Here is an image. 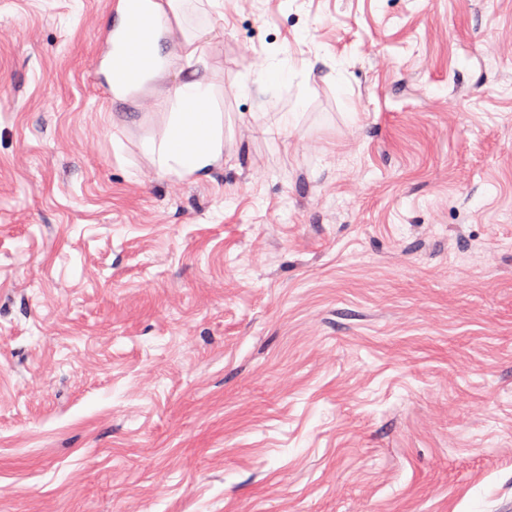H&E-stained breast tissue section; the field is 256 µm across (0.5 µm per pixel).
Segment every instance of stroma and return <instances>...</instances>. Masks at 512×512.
<instances>
[{"mask_svg": "<svg viewBox=\"0 0 512 512\" xmlns=\"http://www.w3.org/2000/svg\"><path fill=\"white\" fill-rule=\"evenodd\" d=\"M118 7L0 0V512H512V0H189L197 180ZM120 2V20L112 33V51L105 61L106 74L112 80V94L123 101L138 96H158L170 112H166L162 137L158 142L152 140L144 144V153L164 174L194 179L209 177L224 162L223 113L218 112L214 87L205 77L183 76L185 66L196 56L197 61H202L203 48L196 44L201 36L185 34L180 10L183 1L141 0L149 20L143 43L153 65L137 85H128L125 81L136 83L147 65L141 49L144 19L137 10L127 13V0ZM126 24V46L121 52ZM163 41L174 44V49L164 53ZM111 54H118L114 66L125 81L114 68L110 70Z\"/></svg>", "mask_w": 512, "mask_h": 512, "instance_id": "stroma-1", "label": "stroma"}]
</instances>
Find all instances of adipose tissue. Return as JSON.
Segmentation results:
<instances>
[{"label":"adipose tissue","instance_id":"adipose-tissue-1","mask_svg":"<svg viewBox=\"0 0 512 512\" xmlns=\"http://www.w3.org/2000/svg\"><path fill=\"white\" fill-rule=\"evenodd\" d=\"M141 2L149 20L145 52L153 64L134 86L109 71L112 93L123 101L155 95L167 108L162 137L144 146L160 172L181 178L209 176L224 161V117L213 85L206 78L184 74L203 49L185 33L180 0Z\"/></svg>","mask_w":512,"mask_h":512}]
</instances>
